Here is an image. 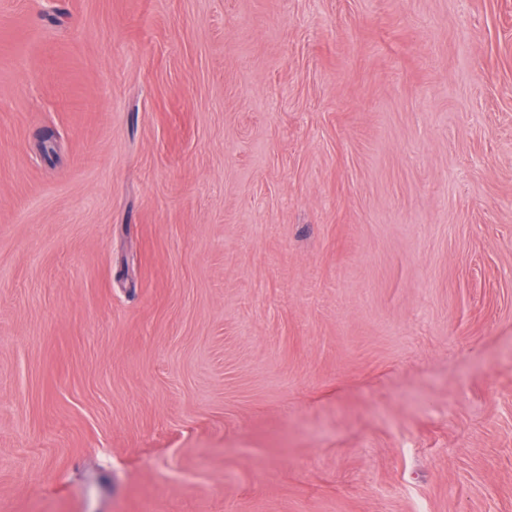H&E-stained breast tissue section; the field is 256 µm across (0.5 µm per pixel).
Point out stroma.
I'll list each match as a JSON object with an SVG mask.
<instances>
[{
	"label": "stroma",
	"mask_w": 512,
	"mask_h": 512,
	"mask_svg": "<svg viewBox=\"0 0 512 512\" xmlns=\"http://www.w3.org/2000/svg\"><path fill=\"white\" fill-rule=\"evenodd\" d=\"M0 512H512V0H0Z\"/></svg>",
	"instance_id": "1"
}]
</instances>
